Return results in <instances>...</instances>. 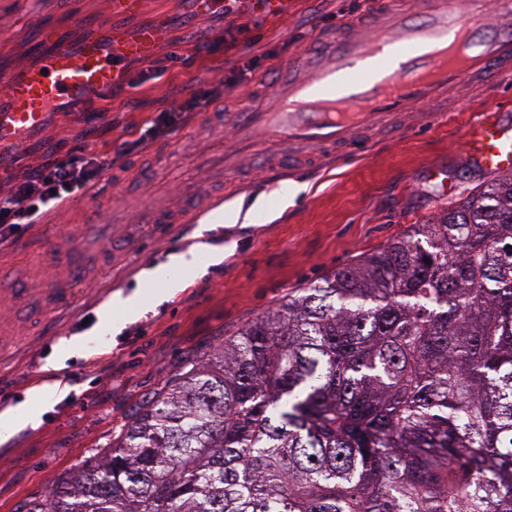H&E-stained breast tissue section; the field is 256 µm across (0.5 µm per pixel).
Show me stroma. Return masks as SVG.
Returning a JSON list of instances; mask_svg holds the SVG:
<instances>
[{
  "instance_id": "35a3bbf8",
  "label": "stroma",
  "mask_w": 512,
  "mask_h": 512,
  "mask_svg": "<svg viewBox=\"0 0 512 512\" xmlns=\"http://www.w3.org/2000/svg\"><path fill=\"white\" fill-rule=\"evenodd\" d=\"M147 9L169 12L170 55L151 65L130 61L133 83L124 91L95 90L66 110L47 113L44 126L22 144L0 145L5 191L47 155L67 158L87 129L104 128V135L88 140L89 148L114 160L122 183L83 199L84 209L98 210L103 224L78 242L83 248L109 238L124 244L107 266L57 271L73 290L70 304L46 310L36 329L18 325L0 352V416L18 409L30 414L0 435V512H21L23 503L43 500L58 475L109 447L142 404L186 366L275 310L289 292L442 212L451 200L430 182L432 168L459 179L462 198L491 180L464 163L463 134L474 114L500 111L512 94L477 89L466 80L440 105L447 122L433 125L408 115L396 137L369 131V152L351 161L291 179L253 174L235 198L201 212L195 223H136L152 169L167 183L161 202L177 210L183 201L174 185L194 181L202 201L220 186L219 172L201 178L193 167L207 138L220 135L219 124L197 111L168 137L146 139L159 112L213 88L223 93L216 112L237 111L256 79L287 80L291 60L316 31L335 32L359 16L362 0H292L281 18L255 16L247 0H236L231 13L203 17L194 15L188 0H148ZM76 12L104 15L106 0H0V74L44 61L47 51L38 37L45 26L59 27L75 42L88 36V29L70 27ZM200 43L212 44L213 53L196 52ZM253 207L261 209V218L244 223ZM51 231L44 221L16 245L0 246V289L44 288L41 264H28L26 253ZM202 242L205 256L197 266L178 270L177 287L149 281V271ZM137 292L143 306L113 325L116 299ZM75 340L85 343L84 352H68Z\"/></svg>"
}]
</instances>
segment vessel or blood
I'll list each match as a JSON object with an SVG mask.
<instances>
[{"label": "vessel or blood", "instance_id": "b4317fda", "mask_svg": "<svg viewBox=\"0 0 512 512\" xmlns=\"http://www.w3.org/2000/svg\"><path fill=\"white\" fill-rule=\"evenodd\" d=\"M147 0H109L97 35L73 43L53 28L40 43L44 62L0 76V142L17 143L43 126L48 105L80 99L101 87L126 84V64L154 61L171 42L169 20L159 13L127 35L113 20L141 13ZM287 85L256 89L264 104L246 101L235 115L231 143L208 144L195 158L198 171L215 161L224 166V184L214 203L224 202L239 183V170L296 176L325 162L366 153L358 130L377 127L388 135L400 119L423 108L441 120L436 103L462 78L480 86L512 77V0H366L360 17L338 28L333 39H313L290 64ZM464 161L487 173L512 174V122L495 113L475 114L466 128ZM180 213L145 203L146 224H188L198 206L185 191Z\"/></svg>", "mask_w": 512, "mask_h": 512}]
</instances>
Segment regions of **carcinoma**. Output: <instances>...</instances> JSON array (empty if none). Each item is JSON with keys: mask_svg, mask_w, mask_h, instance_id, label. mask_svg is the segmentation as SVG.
Segmentation results:
<instances>
[{"mask_svg": "<svg viewBox=\"0 0 512 512\" xmlns=\"http://www.w3.org/2000/svg\"><path fill=\"white\" fill-rule=\"evenodd\" d=\"M27 512H512V176L288 293Z\"/></svg>", "mask_w": 512, "mask_h": 512, "instance_id": "1", "label": "carcinoma"}]
</instances>
